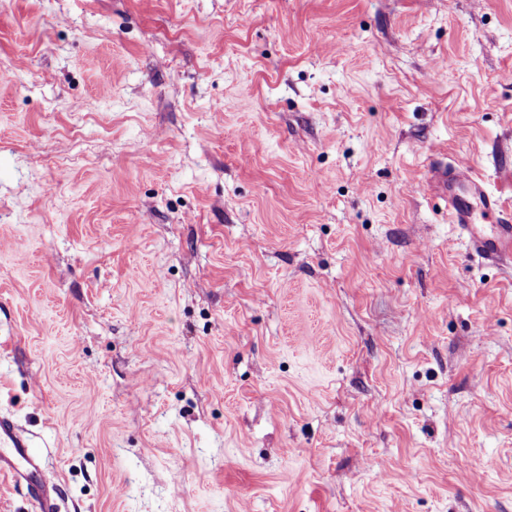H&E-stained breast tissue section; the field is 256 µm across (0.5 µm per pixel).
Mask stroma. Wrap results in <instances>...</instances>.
Wrapping results in <instances>:
<instances>
[{
	"mask_svg": "<svg viewBox=\"0 0 512 512\" xmlns=\"http://www.w3.org/2000/svg\"><path fill=\"white\" fill-rule=\"evenodd\" d=\"M512 0H0V412L61 512H512ZM110 72L102 82V72ZM429 186L448 200V215L467 235L471 249L484 258L507 262L512 257V210L462 165L433 164ZM494 225L491 233L476 215Z\"/></svg>",
	"mask_w": 512,
	"mask_h": 512,
	"instance_id": "obj_1",
	"label": "stroma"
}]
</instances>
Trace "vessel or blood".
<instances>
[{
  "instance_id": "1",
  "label": "vessel or blood",
  "mask_w": 512,
  "mask_h": 512,
  "mask_svg": "<svg viewBox=\"0 0 512 512\" xmlns=\"http://www.w3.org/2000/svg\"><path fill=\"white\" fill-rule=\"evenodd\" d=\"M430 188L448 201V215L467 235L471 249L484 258L512 260V208L489 193L462 165L433 164ZM0 477L26 488L40 512H58L59 489L32 440L11 417L0 415Z\"/></svg>"
}]
</instances>
